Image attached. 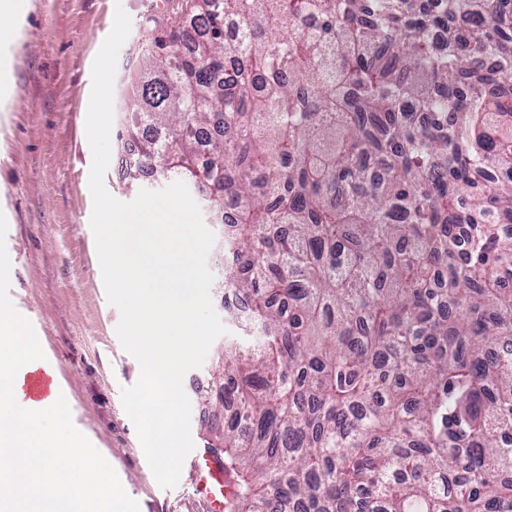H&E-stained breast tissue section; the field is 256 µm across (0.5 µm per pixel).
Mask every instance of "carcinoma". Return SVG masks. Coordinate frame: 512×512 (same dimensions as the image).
Wrapping results in <instances>:
<instances>
[{"instance_id": "1", "label": "carcinoma", "mask_w": 512, "mask_h": 512, "mask_svg": "<svg viewBox=\"0 0 512 512\" xmlns=\"http://www.w3.org/2000/svg\"><path fill=\"white\" fill-rule=\"evenodd\" d=\"M511 32L512 0H192L145 50L117 175H202L247 303L224 512H512Z\"/></svg>"}]
</instances>
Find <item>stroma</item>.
Instances as JSON below:
<instances>
[{"mask_svg": "<svg viewBox=\"0 0 512 512\" xmlns=\"http://www.w3.org/2000/svg\"><path fill=\"white\" fill-rule=\"evenodd\" d=\"M13 25L14 42L0 46V213L8 231L10 289L35 333L73 423L112 462L140 512H207L189 469L178 485L158 486L122 388L140 376L121 345L117 308L110 305L90 226L92 151L86 117L94 59L110 33L116 8L131 18L113 87L111 146L120 148L131 120L128 90L140 72L141 47L188 25L187 0H27ZM203 365L184 378L195 449L217 444L224 420V341L241 334L226 322Z\"/></svg>", "mask_w": 512, "mask_h": 512, "instance_id": "1", "label": "stroma"}]
</instances>
